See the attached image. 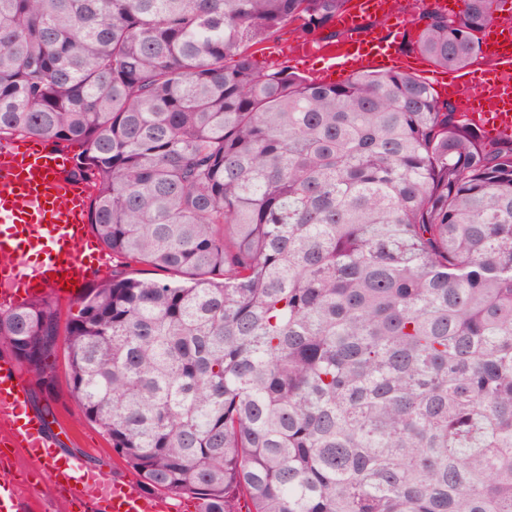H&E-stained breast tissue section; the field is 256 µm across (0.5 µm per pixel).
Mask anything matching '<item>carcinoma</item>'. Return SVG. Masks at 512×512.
Wrapping results in <instances>:
<instances>
[{
    "label": "carcinoma",
    "instance_id": "obj_1",
    "mask_svg": "<svg viewBox=\"0 0 512 512\" xmlns=\"http://www.w3.org/2000/svg\"><path fill=\"white\" fill-rule=\"evenodd\" d=\"M348 0H0V141L83 145L112 275L0 345L148 494L199 512H512V139L431 85L320 84L248 48ZM493 0L427 10L436 66Z\"/></svg>",
    "mask_w": 512,
    "mask_h": 512
}]
</instances>
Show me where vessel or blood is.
I'll return each mask as SVG.
<instances>
[{"mask_svg":"<svg viewBox=\"0 0 512 512\" xmlns=\"http://www.w3.org/2000/svg\"><path fill=\"white\" fill-rule=\"evenodd\" d=\"M387 0H352L336 24L347 38L323 48L325 69L355 73L371 66L407 70L405 57L368 25L386 14ZM458 110L488 140L512 139V51L492 52L479 75L451 78L444 89ZM71 150L37 138L0 142V307L13 306L17 286L32 299L68 302L98 279L104 256L88 259L93 247L88 223L89 190L73 178ZM13 360H0V445L19 448L43 462L53 484L64 487L70 504L93 512H169L165 498L146 494L136 480L107 483L76 459L58 461L43 421L24 419L25 392Z\"/></svg>","mask_w":512,"mask_h":512,"instance_id":"b4317fda","label":"vessel or blood"}]
</instances>
